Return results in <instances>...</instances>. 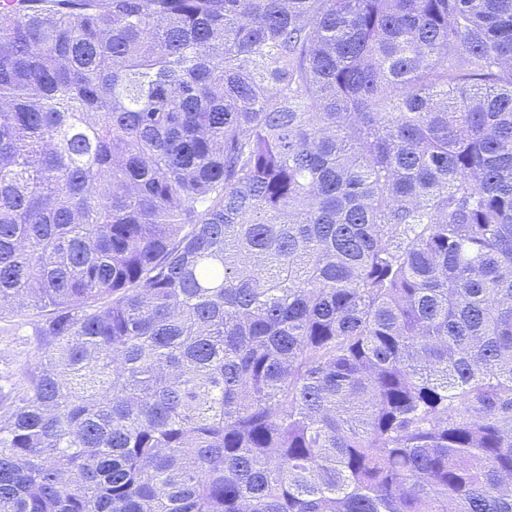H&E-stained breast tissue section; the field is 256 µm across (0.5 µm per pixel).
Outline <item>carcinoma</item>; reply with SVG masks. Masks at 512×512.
<instances>
[{
  "instance_id": "carcinoma-1",
  "label": "carcinoma",
  "mask_w": 512,
  "mask_h": 512,
  "mask_svg": "<svg viewBox=\"0 0 512 512\" xmlns=\"http://www.w3.org/2000/svg\"><path fill=\"white\" fill-rule=\"evenodd\" d=\"M0 512H512V0L0 9ZM0 336V369L17 371L22 361L31 355L32 346L22 336L10 337L3 333Z\"/></svg>"
}]
</instances>
